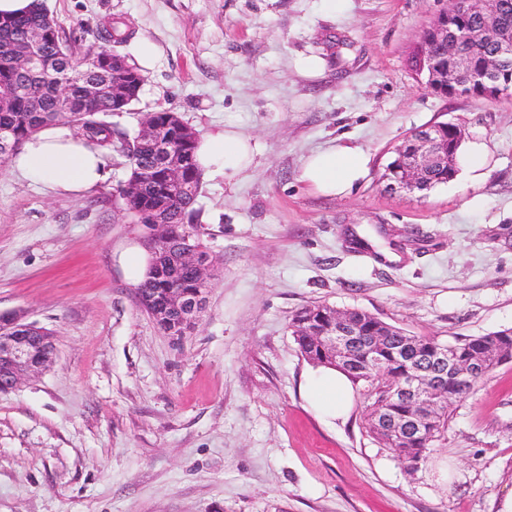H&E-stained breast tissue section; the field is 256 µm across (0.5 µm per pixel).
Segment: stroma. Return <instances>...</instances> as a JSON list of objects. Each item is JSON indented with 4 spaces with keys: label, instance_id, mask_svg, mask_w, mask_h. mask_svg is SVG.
I'll list each match as a JSON object with an SVG mask.
<instances>
[{
    "label": "stroma",
    "instance_id": "35a3bbf8",
    "mask_svg": "<svg viewBox=\"0 0 512 512\" xmlns=\"http://www.w3.org/2000/svg\"><path fill=\"white\" fill-rule=\"evenodd\" d=\"M83 45L112 20L158 48L138 101L117 117L178 113L197 134L232 126L255 166L204 177L216 262L205 310L181 339L158 327L121 268L142 230L112 195L81 196L0 167V313L52 330V364L0 393V512H501L512 494V361L454 404L445 439L404 471L365 431L319 417L311 364L289 322L302 307L358 308L452 342L512 327V98L442 97L412 65L446 0H44ZM325 62L315 76L299 62ZM451 122L487 144L484 177L427 194L388 189L410 131ZM365 177L326 197L299 179L340 134ZM451 469L448 487L433 475Z\"/></svg>",
    "mask_w": 512,
    "mask_h": 512
}]
</instances>
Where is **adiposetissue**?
I'll list each match as a JSON object with an SVG mask.
<instances>
[{
  "label": "adipose tissue",
  "mask_w": 512,
  "mask_h": 512,
  "mask_svg": "<svg viewBox=\"0 0 512 512\" xmlns=\"http://www.w3.org/2000/svg\"><path fill=\"white\" fill-rule=\"evenodd\" d=\"M255 153L250 136L227 127L200 137L195 161L202 171L232 179L252 169ZM366 164L367 155L360 146L340 139L309 154L299 178L319 194L340 196L362 177ZM8 166L22 179L75 195L101 184L106 177L102 154L85 147L78 135L60 124L32 134L10 157ZM306 396L317 412L329 417L345 416L354 404L351 382L333 367L322 366L309 375Z\"/></svg>",
  "instance_id": "adipose-tissue-1"
}]
</instances>
